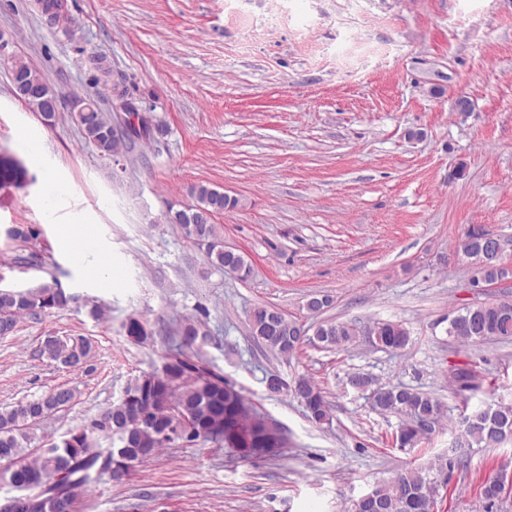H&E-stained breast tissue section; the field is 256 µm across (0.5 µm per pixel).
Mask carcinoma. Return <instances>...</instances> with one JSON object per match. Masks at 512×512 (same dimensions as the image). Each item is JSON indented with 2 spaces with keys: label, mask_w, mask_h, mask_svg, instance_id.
<instances>
[{
  "label": "carcinoma",
  "mask_w": 512,
  "mask_h": 512,
  "mask_svg": "<svg viewBox=\"0 0 512 512\" xmlns=\"http://www.w3.org/2000/svg\"><path fill=\"white\" fill-rule=\"evenodd\" d=\"M11 73L21 75L25 82L12 81L15 95L30 111L39 114L49 124L55 113L48 109V98L56 94L40 74L22 60L12 63ZM92 92L70 96L71 118L81 128L86 140L104 158H114L129 150L135 140L151 138L162 132L159 124L139 130L134 127L123 138L112 134V113L78 112L75 105ZM194 203L182 209H170L165 215L169 224L176 225L187 237L216 242L207 256L213 267L245 280L252 274L251 263L241 253L224 254L223 236L214 221L195 222L203 212L218 215L233 208L238 200L220 196V190L208 185L192 189ZM486 245L464 235L461 251L472 271L488 281L512 278V267L502 266L487 257ZM74 300L57 280L43 283L26 291L0 290V334L14 331L19 317L41 311L64 309ZM271 306L252 310L249 332L271 352L290 357L299 349V337L289 336L293 322H278L280 332L270 325ZM319 335L312 342L328 350H346L355 345L359 331L356 325L326 320L318 325ZM373 332L386 350L405 348L410 336L398 322L377 324ZM448 336L463 344L512 339V302L490 301L477 309L463 307L448 322ZM182 345L192 348L197 340H206L202 325L186 318L181 323ZM39 354L66 369L81 368L91 358L93 345L84 336L49 335L41 342ZM304 382L305 409L312 421L330 416L331 408L321 388L306 376ZM351 381L372 397L370 406L382 415L398 419L396 442L402 448H415L429 440L417 429L423 419L436 427L444 417L441 402L428 392L396 385L386 386L372 377L355 373ZM455 391H476L482 387L480 375L462 369L449 378ZM224 376L210 370L200 358L194 359L180 350L164 358L161 369L132 378L123 394L99 415L87 423L51 438L34 450L33 430L56 412L72 403L74 393L69 388L52 389L40 397L0 410V489L6 487L14 498L28 499L30 512H67L79 497L93 491L94 484L105 475H112V466L125 463L133 468L148 462L161 449L180 441L192 446L199 441L223 442L238 447L235 439L217 432L226 425L238 424L254 434L256 447L264 448L269 436L262 424L247 423L248 405L241 393L230 398ZM465 436L470 445L481 448L512 443V406L488 405L469 414ZM466 456H437L424 467H405L391 478L376 484L369 492L378 506L377 512H434L439 494V479L466 467ZM500 475L489 478L480 493L483 512H493L498 500Z\"/></svg>",
  "instance_id": "1"
}]
</instances>
